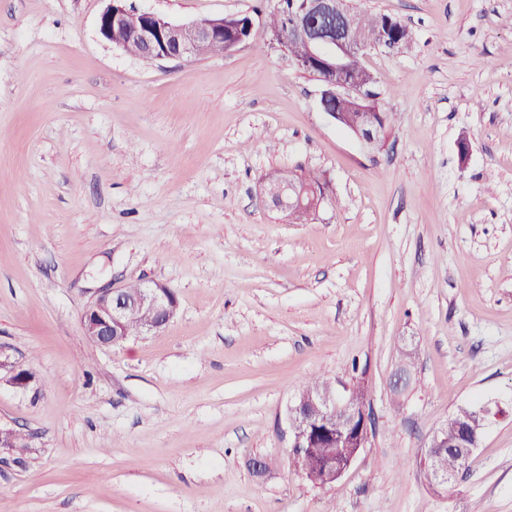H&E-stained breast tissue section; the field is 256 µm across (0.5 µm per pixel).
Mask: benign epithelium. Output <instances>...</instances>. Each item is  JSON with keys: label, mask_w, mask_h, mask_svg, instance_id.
I'll return each mask as SVG.
<instances>
[{"label": "benign epithelium", "mask_w": 512, "mask_h": 512, "mask_svg": "<svg viewBox=\"0 0 512 512\" xmlns=\"http://www.w3.org/2000/svg\"><path fill=\"white\" fill-rule=\"evenodd\" d=\"M224 30V21L203 18L187 23L170 21L155 13L138 11L126 6V0H109L99 19V33L103 39L123 49L130 38L141 46L146 60H191L199 57L213 37ZM280 47L288 41H299L306 54L295 59L297 66L308 67L314 61L325 71L319 76L322 86L320 106L337 125L348 123L349 130L369 145L379 143L385 134L374 117V77L353 79L349 61L370 48L395 50L381 37L366 44L354 35L352 9L347 0H294V6L285 15L284 26L267 33ZM348 98L356 103L360 121L347 122L346 114L336 109V102ZM305 188L298 183L284 182L269 175L263 185V195L276 211H296L302 205ZM138 309L144 317V332L160 331L175 315L176 293L166 285L147 281L134 296L120 288H105L80 313L84 335L101 346H117L127 340L125 319L129 308ZM350 385L320 390L306 397H296L288 406L285 433L289 434L291 454L300 458L303 450L311 447L314 426L324 424L339 438L342 455L336 459L334 470L327 480L338 481L362 448L366 447L371 430V414L365 401L355 402L346 397ZM492 408L477 409L467 424L458 429L455 439L438 431L426 450V459H436L435 448L459 445L471 451L478 448L485 423Z\"/></svg>", "instance_id": "1"}]
</instances>
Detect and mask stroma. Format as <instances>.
Returning <instances> with one entry per match:
<instances>
[{"instance_id": "1", "label": "stroma", "mask_w": 512, "mask_h": 512, "mask_svg": "<svg viewBox=\"0 0 512 512\" xmlns=\"http://www.w3.org/2000/svg\"><path fill=\"white\" fill-rule=\"evenodd\" d=\"M354 4L413 32L362 57L394 117L375 148L264 30L145 61L100 36L105 0H0V425L28 436L0 448V512H512V0ZM281 169L326 180L307 223L263 201ZM143 281L176 293L174 318L88 341L92 296ZM313 374L363 376L374 422L325 488L283 434ZM486 404L467 473L432 487L430 439Z\"/></svg>"}]
</instances>
